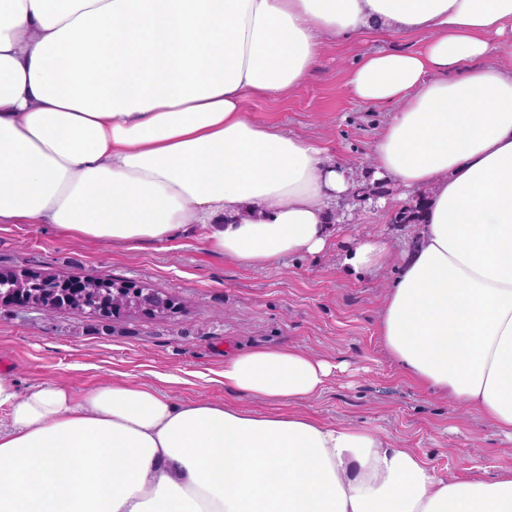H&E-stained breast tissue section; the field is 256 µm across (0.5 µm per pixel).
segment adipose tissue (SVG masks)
Here are the masks:
<instances>
[{
  "label": "adipose tissue",
  "instance_id": "ef3b65f1",
  "mask_svg": "<svg viewBox=\"0 0 512 512\" xmlns=\"http://www.w3.org/2000/svg\"><path fill=\"white\" fill-rule=\"evenodd\" d=\"M356 32L423 38L362 53L346 86L397 104L372 169L428 198L413 245L366 238L343 263L395 268V367L512 438V0H0V224L129 249L191 232L248 267L323 253L348 169L248 104ZM339 369L290 346L225 357V388L265 411L0 371V512H512V473L444 476L298 411Z\"/></svg>",
  "mask_w": 512,
  "mask_h": 512
}]
</instances>
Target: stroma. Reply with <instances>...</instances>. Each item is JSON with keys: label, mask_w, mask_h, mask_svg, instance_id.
Wrapping results in <instances>:
<instances>
[{"label": "stroma", "mask_w": 512, "mask_h": 512, "mask_svg": "<svg viewBox=\"0 0 512 512\" xmlns=\"http://www.w3.org/2000/svg\"><path fill=\"white\" fill-rule=\"evenodd\" d=\"M421 38L356 34L329 44L314 70L285 100L254 99L262 123L328 148L348 166L353 187L331 207L332 245L325 253L289 257L249 268L208 251L194 236L130 250L61 235L47 224H0V270L33 269L83 277H121L182 300L167 317L93 321L64 310L0 304V369L20 389L55 382L84 391L124 380L149 385L184 401H255L224 386V358L238 350L289 345L345 362L316 398L299 411L329 423L372 428L414 449L439 473L493 479L512 472V439L475 411L448 403L401 374L385 352L379 321L395 271L358 275L340 264L356 240L374 237L402 250L416 224L394 218L415 204L385 183L372 192L369 152L396 107L355 99L345 76L358 55L378 49L415 51Z\"/></svg>", "instance_id": "stroma-1"}]
</instances>
